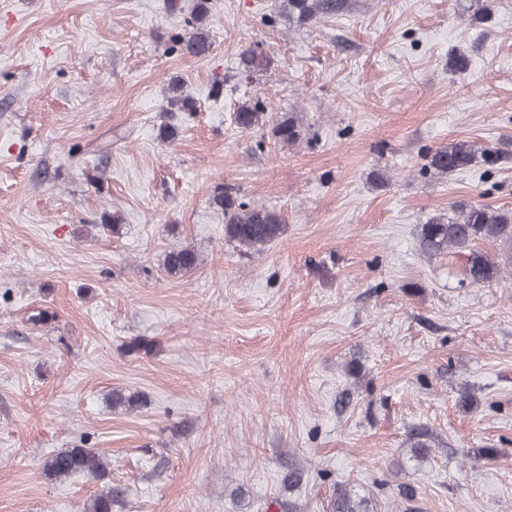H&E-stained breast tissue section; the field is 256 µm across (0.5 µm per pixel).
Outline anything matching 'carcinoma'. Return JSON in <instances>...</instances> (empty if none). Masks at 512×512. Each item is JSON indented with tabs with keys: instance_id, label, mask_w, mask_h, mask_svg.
<instances>
[{
	"instance_id": "1",
	"label": "carcinoma",
	"mask_w": 512,
	"mask_h": 512,
	"mask_svg": "<svg viewBox=\"0 0 512 512\" xmlns=\"http://www.w3.org/2000/svg\"><path fill=\"white\" fill-rule=\"evenodd\" d=\"M288 18L297 19L301 24L336 10V0H287ZM209 13L207 0H194L189 8L188 32L178 34L173 42L192 56L209 52L211 41L204 31L203 21ZM264 57L253 46L240 51L241 73L248 76L263 66ZM264 102L256 100L252 105L239 109L233 115L236 127L252 130L262 121ZM273 136L284 143H295L301 139V132L293 119L284 116L272 128ZM478 148L459 141L439 146L428 151L425 167L435 175L448 176L467 169L476 160ZM214 205L224 211L225 236L246 249H261L281 238L286 232L282 215L267 208L251 207L240 200L234 188L224 185L214 187L211 195ZM417 240L420 250L429 255L463 253L467 256L465 281L481 286L506 278L501 262L489 257L481 244L512 246V211H502L484 205L459 203L448 215H437L418 225ZM198 253L187 247L174 248L161 259V268L169 273H188L199 265ZM408 447L416 458L428 455L434 441L427 430L409 433ZM46 475L56 481H65L73 476H86L94 481L107 477L102 457L93 448L76 445L65 448L50 456L43 464ZM121 491L112 486L102 489L92 500L89 512H112V504L120 497ZM372 500L359 494L346 483L336 485L330 500L331 512H374Z\"/></svg>"
}]
</instances>
